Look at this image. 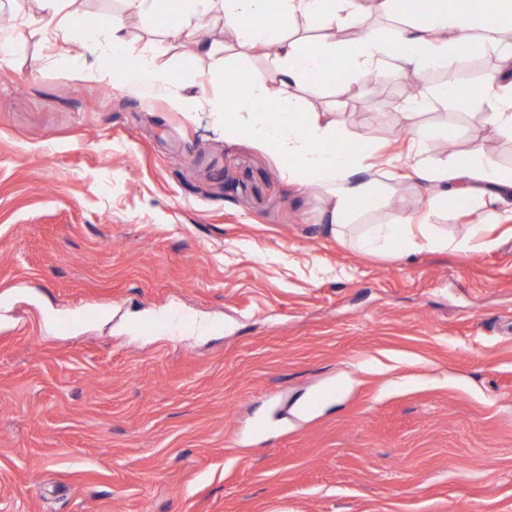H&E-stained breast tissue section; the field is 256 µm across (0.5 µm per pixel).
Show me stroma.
<instances>
[{"instance_id":"stroma-1","label":"stroma","mask_w":512,"mask_h":512,"mask_svg":"<svg viewBox=\"0 0 512 512\" xmlns=\"http://www.w3.org/2000/svg\"><path fill=\"white\" fill-rule=\"evenodd\" d=\"M38 0L0 18V512H512V221L490 201L433 220L484 225L497 245L365 254L322 222L317 186L229 139L209 105L89 76L52 40ZM135 51L225 96L226 70L264 61L125 18ZM494 46L427 75L471 81ZM409 74H342L292 88L301 111L347 119L350 144L391 163L381 206L355 224L418 218L408 123L457 150L512 140L482 99L402 115Z\"/></svg>"}]
</instances>
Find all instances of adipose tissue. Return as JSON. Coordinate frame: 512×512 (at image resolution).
Masks as SVG:
<instances>
[{"label":"adipose tissue","instance_id":"adipose-tissue-1","mask_svg":"<svg viewBox=\"0 0 512 512\" xmlns=\"http://www.w3.org/2000/svg\"><path fill=\"white\" fill-rule=\"evenodd\" d=\"M42 2L44 28L66 44L112 57L128 91L163 93L187 113L196 110L198 100L185 93L179 72L161 68L153 56L130 48L125 14L138 16L148 26H161L171 36L192 39L201 50L208 43L200 16L211 14L223 20L237 47L262 49V71L230 77L238 90L222 106L224 134L273 148L289 160V179L318 183L327 198L324 223L339 236L351 232L354 215L377 208L378 193L387 189L391 173L368 167L372 146L347 145L344 122L299 111L295 103L278 97V88L322 77L331 64L353 73L378 74L392 62L421 78L443 60L468 56L478 42L496 43L499 64L481 87L487 105L483 119L495 134L512 136V45L501 37L505 28H512V0H493L489 8L481 0H406L400 24L384 35L366 25L363 17L393 16L395 0H122L124 15L99 27L84 23L74 7L76 0ZM258 16L265 18V26H242V19ZM297 16L304 19L307 31L319 33L315 48H305L304 37L289 33L288 23ZM408 136L414 150L410 176L428 200L427 212L414 228L365 225L353 232L355 246L367 252L447 246L465 257L492 249L494 242L485 236L483 225H471L463 236L450 240L431 216L451 201L462 210L484 199L499 201L512 195V170L492 167L479 143L452 158L437 157V133L427 124L410 126Z\"/></svg>","mask_w":512,"mask_h":512}]
</instances>
